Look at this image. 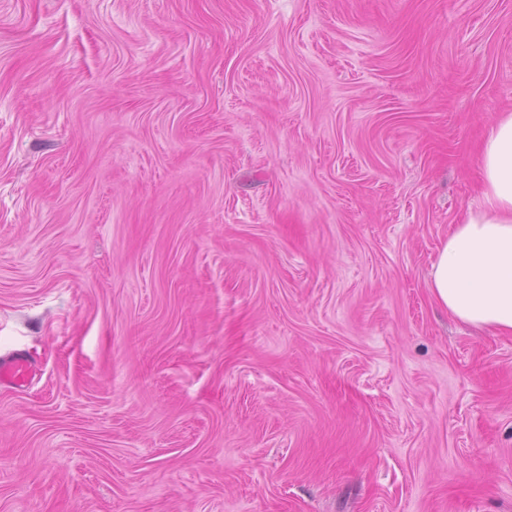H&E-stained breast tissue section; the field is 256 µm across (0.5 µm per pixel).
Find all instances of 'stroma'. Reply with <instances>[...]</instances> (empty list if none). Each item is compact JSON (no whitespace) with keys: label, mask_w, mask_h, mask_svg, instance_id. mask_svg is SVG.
I'll list each match as a JSON object with an SVG mask.
<instances>
[{"label":"stroma","mask_w":512,"mask_h":512,"mask_svg":"<svg viewBox=\"0 0 512 512\" xmlns=\"http://www.w3.org/2000/svg\"><path fill=\"white\" fill-rule=\"evenodd\" d=\"M511 111L512 0H0V512H512ZM482 202L453 224L427 283L454 319L512 335V112L489 125L478 154ZM34 370V363L25 355L17 354L0 361V384L24 388Z\"/></svg>","instance_id":"stroma-1"}]
</instances>
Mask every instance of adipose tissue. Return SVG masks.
<instances>
[{"instance_id": "adipose-tissue-1", "label": "adipose tissue", "mask_w": 512, "mask_h": 512, "mask_svg": "<svg viewBox=\"0 0 512 512\" xmlns=\"http://www.w3.org/2000/svg\"><path fill=\"white\" fill-rule=\"evenodd\" d=\"M480 207L453 225L427 286L454 319L512 335V112L489 125L478 154Z\"/></svg>"}]
</instances>
